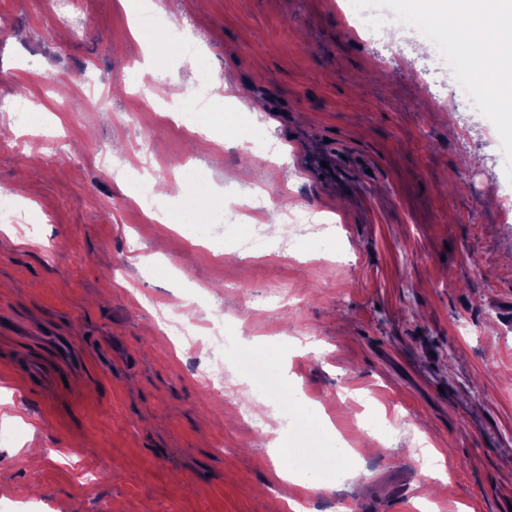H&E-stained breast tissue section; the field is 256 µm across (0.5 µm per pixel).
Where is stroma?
Masks as SVG:
<instances>
[{"instance_id":"1","label":"stroma","mask_w":512,"mask_h":512,"mask_svg":"<svg viewBox=\"0 0 512 512\" xmlns=\"http://www.w3.org/2000/svg\"><path fill=\"white\" fill-rule=\"evenodd\" d=\"M50 5L0 0V94L32 98L25 123L0 115L26 146L0 150V195L21 205L0 229V403L18 412L0 416V512H270L267 431L241 420L260 397L234 360L217 397L207 348L168 354L173 302L202 323L222 312L229 339L278 346L271 369L316 405L280 429V450L314 452L338 431L355 447L341 480L289 484L292 498L317 512H415L423 497L436 512H512V178L483 91L460 95L416 34L350 32L333 0H182L170 25L201 50L194 67L167 45L151 59L123 0H77L76 36L47 35ZM139 69L182 95L208 76L223 122L198 113L211 133L188 137L149 88L155 111L132 116ZM60 73L92 80L80 108H61ZM117 143L135 178L192 164L200 214L227 198L280 205L338 236L277 224L294 252L249 258L248 225H214L205 242L176 225L173 186L164 228L107 177ZM324 157L333 173L310 169ZM424 445L447 471L428 496Z\"/></svg>"}]
</instances>
